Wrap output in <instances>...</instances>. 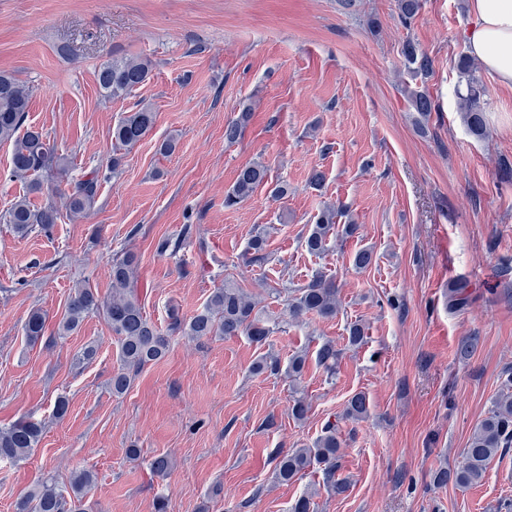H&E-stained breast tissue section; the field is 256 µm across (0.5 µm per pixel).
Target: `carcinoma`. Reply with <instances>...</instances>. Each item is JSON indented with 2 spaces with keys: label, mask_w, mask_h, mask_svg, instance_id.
Listing matches in <instances>:
<instances>
[{
  "label": "carcinoma",
  "mask_w": 512,
  "mask_h": 512,
  "mask_svg": "<svg viewBox=\"0 0 512 512\" xmlns=\"http://www.w3.org/2000/svg\"><path fill=\"white\" fill-rule=\"evenodd\" d=\"M421 0H398L399 15L403 22L413 19L421 9ZM402 54L406 66L416 74L426 75L432 69V59L415 44L404 45ZM153 64L147 58L129 57L110 59L103 63L96 74V81L107 99L128 95L145 84ZM460 78L465 82L466 93L461 95L459 112L468 131L483 138L487 133L481 99L485 88L477 75V63L462 56L458 61ZM33 91L14 76L0 73V141L13 142L11 175L30 182L29 191L42 189L41 177L63 179L66 176L65 158L57 152L43 131L24 127ZM415 112L427 117L435 111L432 99L423 91L409 93ZM249 112H241L238 119L224 128V139L237 141L243 132ZM155 113L142 106L121 120L112 130L115 143L123 148L136 146L153 128ZM268 169L260 162L242 167L224 195V206L233 207L247 200L254 190L267 182ZM99 181L92 175L69 184L64 194L65 207L72 218L84 216L96 203ZM59 211L52 205L37 206L26 197L17 198L0 214V222L11 226L24 237L33 230L46 228L57 222ZM337 211L324 208L306 238L311 252H321L335 230ZM136 259L132 254L112 260L109 277L112 288L103 299L96 290L80 285L69 296L63 317L55 335L68 336L91 313L103 314L112 333L118 339V367L112 373V394L122 395L130 388L134 377L147 365L162 359L169 347V336L181 335L193 339L210 336H237L244 334L262 346L273 333L267 319L257 310L255 301L232 282L214 289L203 308L189 318L172 309L167 332H162L144 313L135 276ZM466 281L457 282L448 289V308L454 309L468 303ZM288 314L292 318L313 314L321 318L336 316L340 301L336 282L321 272L301 288L283 289ZM46 333V314L39 308L29 312L24 324V334L33 344L43 340ZM340 351L332 342L323 343L316 360L327 372L333 374ZM506 390L493 401L488 415L475 427L462 459L451 469L444 468L436 475L437 482H452L469 487L482 482L488 464L497 456L502 457L512 447V375L505 379ZM369 402L366 395H353L346 406L345 416L360 420L367 416ZM44 425L31 418H21L0 428V461L19 463L26 460L41 441ZM341 442L336 436V425L328 424L323 434L308 448H294L278 452L275 461V478L290 482L317 465L324 466V474L331 491L341 494L346 484L335 479ZM94 486V474L82 468L72 472L69 489L64 490L51 477L39 479L27 498L19 503L18 512H87L85 499Z\"/></svg>",
  "instance_id": "carcinoma-1"
}]
</instances>
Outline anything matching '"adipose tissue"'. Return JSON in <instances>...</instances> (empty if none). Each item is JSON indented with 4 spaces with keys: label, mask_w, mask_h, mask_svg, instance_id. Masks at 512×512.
Instances as JSON below:
<instances>
[{
    "label": "adipose tissue",
    "mask_w": 512,
    "mask_h": 512,
    "mask_svg": "<svg viewBox=\"0 0 512 512\" xmlns=\"http://www.w3.org/2000/svg\"><path fill=\"white\" fill-rule=\"evenodd\" d=\"M469 54L497 83L512 88V0H469Z\"/></svg>",
    "instance_id": "1"
}]
</instances>
